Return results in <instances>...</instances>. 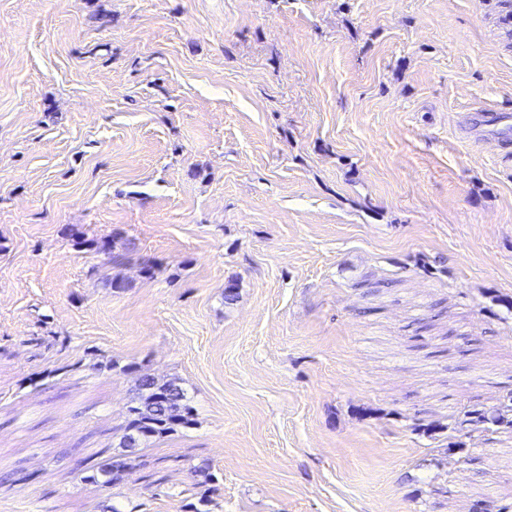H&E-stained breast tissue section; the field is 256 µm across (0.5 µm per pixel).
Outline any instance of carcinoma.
<instances>
[{
	"label": "carcinoma",
	"mask_w": 512,
	"mask_h": 512,
	"mask_svg": "<svg viewBox=\"0 0 512 512\" xmlns=\"http://www.w3.org/2000/svg\"><path fill=\"white\" fill-rule=\"evenodd\" d=\"M77 244L88 251L107 256L110 261L116 258L114 246L107 240L82 239ZM135 391V405L129 409L120 440V447L124 451L97 462H90L84 481L100 488L110 487L138 466V457L132 447L142 441L147 443L161 438L180 426L192 424L194 408L185 390L176 382H161L151 375L141 374L136 380ZM510 412L512 404L503 410L472 409L467 411V415L470 421L477 424L512 428V418L508 417ZM190 475L195 484L201 486L212 485L217 481V476L208 463L191 467Z\"/></svg>",
	"instance_id": "cac0c4a2"
}]
</instances>
